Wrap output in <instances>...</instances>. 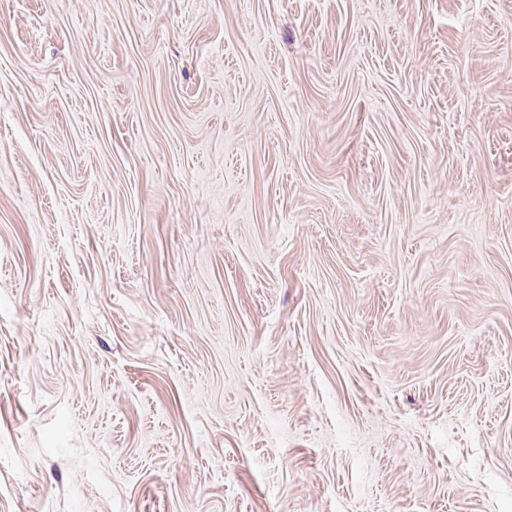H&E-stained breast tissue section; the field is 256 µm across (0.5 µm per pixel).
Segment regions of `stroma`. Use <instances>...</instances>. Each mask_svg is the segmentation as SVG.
I'll use <instances>...</instances> for the list:
<instances>
[{"label": "stroma", "mask_w": 512, "mask_h": 512, "mask_svg": "<svg viewBox=\"0 0 512 512\" xmlns=\"http://www.w3.org/2000/svg\"><path fill=\"white\" fill-rule=\"evenodd\" d=\"M0 512H512V0H0Z\"/></svg>", "instance_id": "stroma-1"}]
</instances>
